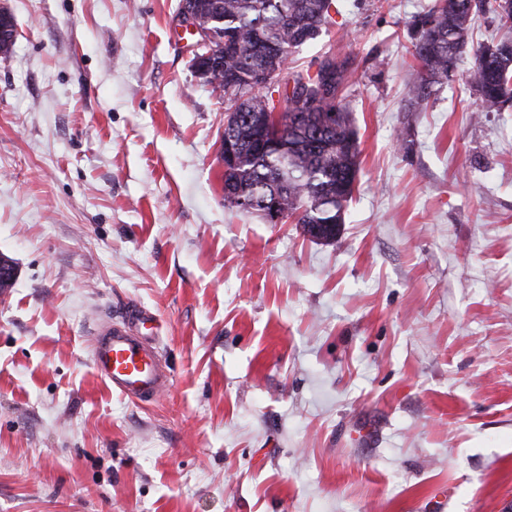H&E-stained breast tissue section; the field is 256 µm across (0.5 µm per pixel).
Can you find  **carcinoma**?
<instances>
[{"label": "carcinoma", "instance_id": "obj_1", "mask_svg": "<svg viewBox=\"0 0 512 512\" xmlns=\"http://www.w3.org/2000/svg\"><path fill=\"white\" fill-rule=\"evenodd\" d=\"M212 3L196 0L201 16L224 30L230 46L222 49L224 70L209 85L224 97L226 112L239 114L237 163L228 179L258 206L277 195L283 218L303 228L344 223L361 156L342 91L354 59L339 49L313 60V71L296 70L268 87L254 80L261 71L287 70L297 49L335 23L337 0H221L217 12ZM477 16L512 30V0H435L414 17L411 55L418 78L407 89L405 111H425L466 54L473 58L480 111L499 112L512 102V38L474 46L470 31ZM277 108L288 137L286 156L255 149Z\"/></svg>", "mask_w": 512, "mask_h": 512}]
</instances>
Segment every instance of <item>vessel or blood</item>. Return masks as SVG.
Returning a JSON list of instances; mask_svg holds the SVG:
<instances>
[{"label":"vessel or blood","instance_id":"obj_1","mask_svg":"<svg viewBox=\"0 0 512 512\" xmlns=\"http://www.w3.org/2000/svg\"><path fill=\"white\" fill-rule=\"evenodd\" d=\"M152 318L133 309L122 321L100 329L94 338V371L122 397L149 401L166 391L172 376L151 336Z\"/></svg>","mask_w":512,"mask_h":512}]
</instances>
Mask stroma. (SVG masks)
I'll use <instances>...</instances> for the list:
<instances>
[{"label": "stroma", "instance_id": "1", "mask_svg": "<svg viewBox=\"0 0 512 512\" xmlns=\"http://www.w3.org/2000/svg\"><path fill=\"white\" fill-rule=\"evenodd\" d=\"M431 0H339L361 165L336 243L224 204V102L179 0H0V512L512 507V107L472 64L404 109ZM152 312L173 382L97 329ZM152 317L131 309L119 322L100 329L94 338V371L124 398L150 401L172 383L169 368L160 359L148 326Z\"/></svg>", "mask_w": 512, "mask_h": 512}]
</instances>
